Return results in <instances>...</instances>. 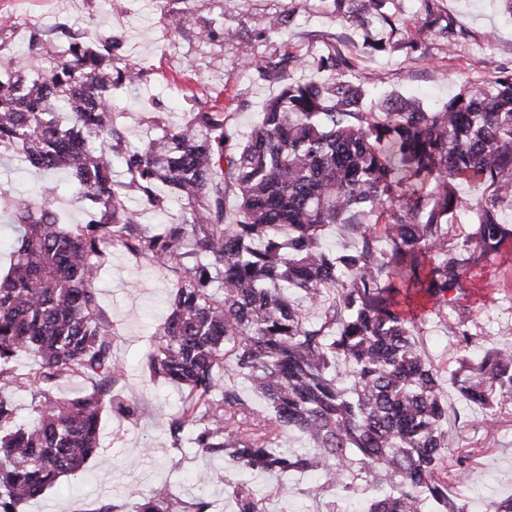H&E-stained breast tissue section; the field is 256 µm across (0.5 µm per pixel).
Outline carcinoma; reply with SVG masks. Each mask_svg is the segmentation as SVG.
I'll list each match as a JSON object with an SVG mask.
<instances>
[{
  "instance_id": "cac0c4a2",
  "label": "carcinoma",
  "mask_w": 512,
  "mask_h": 512,
  "mask_svg": "<svg viewBox=\"0 0 512 512\" xmlns=\"http://www.w3.org/2000/svg\"><path fill=\"white\" fill-rule=\"evenodd\" d=\"M336 14L373 18L407 31L382 12L384 0H333ZM326 63L308 82L288 84L238 141L224 112H190L178 123L157 112L162 131L129 143L113 111L112 86L136 88L144 74L112 70V36L68 34L64 46L30 32L18 58L0 41V149L28 167L63 170L84 206V224L63 222L59 185L28 199L0 186V217L17 247L0 274V389L12 363L36 352L33 381L43 400L26 425L0 395V512L79 473L98 451L105 408L137 420L139 408L111 394L125 378L112 356L111 329L96 288L106 246L179 271L170 310L146 356L153 378L181 390L170 437H189L233 474H266L286 503L288 479L322 471L351 494L355 512H465L448 494V403L442 372L418 348L414 300L445 306L464 269L497 253L512 228L498 205L512 199V72L434 111L402 98L379 111L360 102L366 75L336 77ZM118 158L126 180L112 179ZM481 191L460 198L454 182ZM234 191L237 214L224 220ZM180 218L144 225L137 198ZM473 209L475 229L448 247V219ZM346 224L357 246L331 250L327 227ZM72 373L96 380L89 393L54 397ZM450 380L470 403L512 401V345L467 362ZM247 387L262 402L246 400ZM294 437L305 448L282 447ZM236 512H266L265 499L225 481ZM133 512H224L215 496L177 507L170 487L154 488Z\"/></svg>"
}]
</instances>
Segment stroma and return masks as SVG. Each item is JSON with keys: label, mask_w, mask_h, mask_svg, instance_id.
<instances>
[{"label": "stroma", "mask_w": 512, "mask_h": 512, "mask_svg": "<svg viewBox=\"0 0 512 512\" xmlns=\"http://www.w3.org/2000/svg\"><path fill=\"white\" fill-rule=\"evenodd\" d=\"M434 12L448 23L447 32L426 17L421 0H389L388 12L414 20L408 35L389 39L385 51L372 52L366 37H386L379 26L364 27L337 19L330 0H0V22L7 26L13 50L27 46L38 28L55 31L66 23L71 32L88 29L111 35L112 64L142 69L139 90H112L115 111L131 142L146 140V115L166 113L182 121L186 113L223 108L231 132L244 134L260 112L288 83L316 76L324 60L344 64L340 76L372 74L371 99L387 94L421 98L437 107L463 88L512 71V16L499 0H434ZM192 13L195 21L175 28L173 16ZM288 13L292 22L281 33L265 32L261 19ZM258 60H277L289 53L303 60L266 75L244 66L242 46ZM178 280L176 270L153 265L107 247L97 281L107 320L120 329L112 354L127 368L117 394L141 410L138 422L104 413L99 427V455L75 477L60 479L24 512H87L100 503L130 512L150 490L170 484L182 501L200 493L224 492V462L195 454L188 442L170 438L168 417L181 399L176 387L144 374L150 335L166 316V300ZM423 346L443 374L459 367L465 354H481L498 343H512V238L487 260L463 274L456 300L445 307L426 303ZM39 367L35 354L13 363L15 384L6 388L17 409L18 423H27L40 396L32 382ZM448 401L450 494L468 512H483L492 500L512 496V402L485 409L462 399L444 385ZM208 471L207 489L196 483Z\"/></svg>", "instance_id": "1"}]
</instances>
